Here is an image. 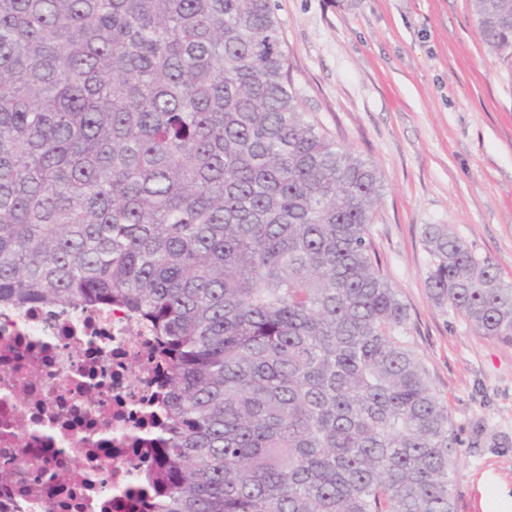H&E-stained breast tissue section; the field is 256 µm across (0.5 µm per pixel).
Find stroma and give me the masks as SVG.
<instances>
[{
	"instance_id": "stroma-1",
	"label": "stroma",
	"mask_w": 512,
	"mask_h": 512,
	"mask_svg": "<svg viewBox=\"0 0 512 512\" xmlns=\"http://www.w3.org/2000/svg\"><path fill=\"white\" fill-rule=\"evenodd\" d=\"M304 112L377 170L376 259L448 406L454 512L512 490V343L431 298L423 227L445 224L512 282V64L471 0H271Z\"/></svg>"
}]
</instances>
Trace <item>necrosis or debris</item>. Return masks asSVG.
Returning a JSON list of instances; mask_svg holds the SVG:
<instances>
[{
	"label": "necrosis or debris",
	"instance_id": "4bbe7bcc",
	"mask_svg": "<svg viewBox=\"0 0 512 512\" xmlns=\"http://www.w3.org/2000/svg\"><path fill=\"white\" fill-rule=\"evenodd\" d=\"M148 328L104 306H0V512H140L153 469Z\"/></svg>",
	"mask_w": 512,
	"mask_h": 512
}]
</instances>
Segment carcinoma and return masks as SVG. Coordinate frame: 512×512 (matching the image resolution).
I'll return each mask as SVG.
<instances>
[{"label":"carcinoma","mask_w":512,"mask_h":512,"mask_svg":"<svg viewBox=\"0 0 512 512\" xmlns=\"http://www.w3.org/2000/svg\"><path fill=\"white\" fill-rule=\"evenodd\" d=\"M472 3L511 60L512 0ZM379 199L301 110L271 0H0V305L121 308L157 337L155 512H454ZM423 234L434 301L512 342V283Z\"/></svg>","instance_id":"1"}]
</instances>
